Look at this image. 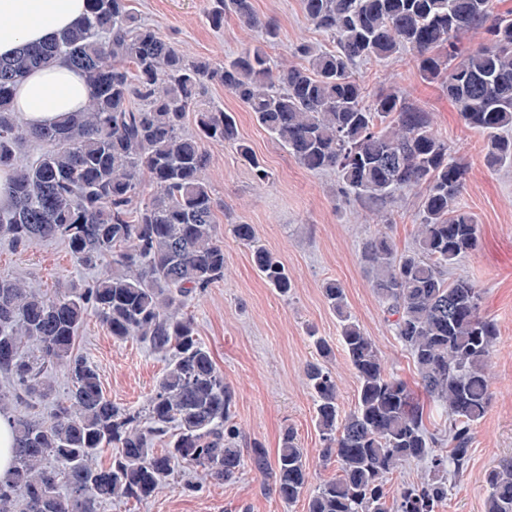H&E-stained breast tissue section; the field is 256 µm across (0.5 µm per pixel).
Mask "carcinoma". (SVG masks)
I'll return each mask as SVG.
<instances>
[{
    "instance_id": "1",
    "label": "carcinoma",
    "mask_w": 512,
    "mask_h": 512,
    "mask_svg": "<svg viewBox=\"0 0 512 512\" xmlns=\"http://www.w3.org/2000/svg\"><path fill=\"white\" fill-rule=\"evenodd\" d=\"M87 2L86 16L58 40L0 59V168L13 172L0 236L16 247L62 238L86 267L112 258V274L52 295L0 277V373L8 384L0 413L18 401L49 406L40 420L11 416L15 459L0 477V512H99L106 500L151 497L179 466L223 483L248 463L288 504L307 489L306 455L293 429L272 461L258 444L241 448L231 424L234 393L184 312L193 292L224 280L216 201L202 175L205 144L235 146L257 182L270 179L240 141L234 116L200 98L211 81L300 165L336 172L343 193L384 200L424 188L415 247L400 253L381 235L364 244L362 257L422 394L445 412L448 453H434L424 402L387 371L372 338L346 313L344 288L329 281L323 296L340 318L358 389L354 409L341 414L336 376L325 365L333 348L317 339L320 361L307 365L306 385L324 457L336 461L339 476L313 490L306 512H434L450 480L469 467L474 426L491 403L499 330L481 314L479 288L448 278V267L478 244V224L458 204L467 165L429 113L396 91L369 97L356 67L413 52L422 78L440 85L464 125L486 136L489 166H510L512 136L502 132L512 127V17L494 13L493 0H301L306 18L336 48L300 43L292 51L300 63L285 68L267 51L278 27L257 15L252 0H209L215 28L232 14L261 34L258 44L215 64L188 59L128 0ZM474 28L488 41L463 54L459 36ZM58 59L86 73L90 107L29 129L12 112L14 87ZM24 142L36 152L21 160ZM147 181L156 191L145 199ZM232 234L253 247L260 276L288 294V271L255 245L253 226L235 224ZM91 313L113 338L137 337L168 358L146 414L112 403L96 367L74 352ZM47 364L64 367L67 400L55 398ZM106 452L112 461L104 466L98 459ZM411 461L425 462L428 477L387 492L386 475ZM484 482V512H512V461L487 471Z\"/></svg>"
}]
</instances>
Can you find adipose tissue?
<instances>
[{
	"mask_svg": "<svg viewBox=\"0 0 512 512\" xmlns=\"http://www.w3.org/2000/svg\"><path fill=\"white\" fill-rule=\"evenodd\" d=\"M86 10L87 0H0V57L54 39ZM88 103L85 75L64 61L30 72L12 96L13 111L29 128L54 124L63 113L84 111Z\"/></svg>",
	"mask_w": 512,
	"mask_h": 512,
	"instance_id": "1",
	"label": "adipose tissue"
}]
</instances>
